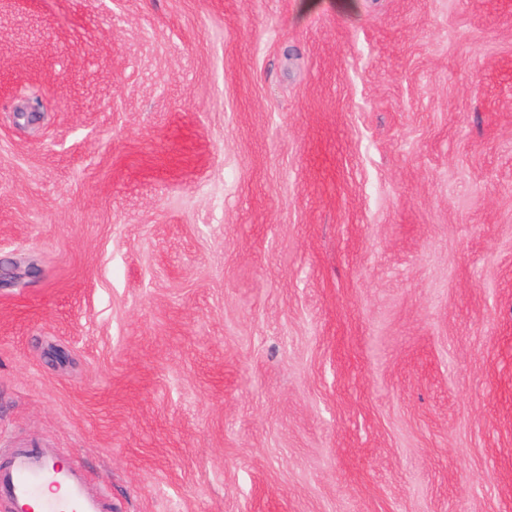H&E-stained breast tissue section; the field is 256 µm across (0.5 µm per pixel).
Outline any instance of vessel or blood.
Here are the masks:
<instances>
[{
	"mask_svg": "<svg viewBox=\"0 0 512 512\" xmlns=\"http://www.w3.org/2000/svg\"><path fill=\"white\" fill-rule=\"evenodd\" d=\"M0 502L10 512H112L111 498L91 489L80 469L36 445L9 449L0 463Z\"/></svg>",
	"mask_w": 512,
	"mask_h": 512,
	"instance_id": "obj_1",
	"label": "vessel or blood"
}]
</instances>
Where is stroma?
Here are the masks:
<instances>
[{
    "mask_svg": "<svg viewBox=\"0 0 512 512\" xmlns=\"http://www.w3.org/2000/svg\"><path fill=\"white\" fill-rule=\"evenodd\" d=\"M0 267L114 512H512V0H0Z\"/></svg>",
    "mask_w": 512,
    "mask_h": 512,
    "instance_id": "1",
    "label": "stroma"
}]
</instances>
